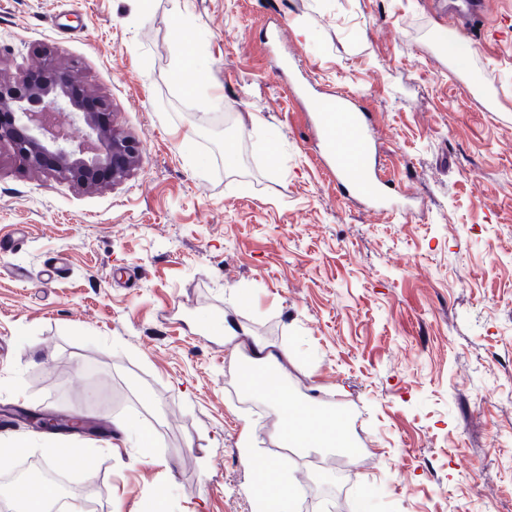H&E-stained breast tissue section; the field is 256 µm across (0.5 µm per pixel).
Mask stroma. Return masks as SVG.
Returning a JSON list of instances; mask_svg holds the SVG:
<instances>
[{"instance_id":"35a3bbf8","label":"stroma","mask_w":512,"mask_h":512,"mask_svg":"<svg viewBox=\"0 0 512 512\" xmlns=\"http://www.w3.org/2000/svg\"><path fill=\"white\" fill-rule=\"evenodd\" d=\"M447 2L0 0V71L56 52L142 145L87 191L0 144V410L153 439L16 421L0 478L71 445L95 466L74 512H255L278 412L242 394L229 324L287 348L291 395L364 453L303 512H512V0L460 65ZM297 85L370 108L398 210L328 180ZM438 38L441 41L443 52L448 55L449 58L461 60L470 52L469 46L454 32L441 30L438 32Z\"/></svg>"}]
</instances>
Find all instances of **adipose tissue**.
I'll use <instances>...</instances> for the list:
<instances>
[{
	"label": "adipose tissue",
	"mask_w": 512,
	"mask_h": 512,
	"mask_svg": "<svg viewBox=\"0 0 512 512\" xmlns=\"http://www.w3.org/2000/svg\"><path fill=\"white\" fill-rule=\"evenodd\" d=\"M246 362L252 368L250 379L242 384L244 393H263L278 407V440L293 451L331 448L349 452L352 442L343 434L336 414L318 408L313 402H297L284 396L287 349L253 337L247 343ZM294 479L287 464L270 467L262 473L252 492L265 505V512H294Z\"/></svg>",
	"instance_id": "adipose-tissue-1"
}]
</instances>
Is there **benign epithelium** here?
<instances>
[{
    "mask_svg": "<svg viewBox=\"0 0 512 512\" xmlns=\"http://www.w3.org/2000/svg\"><path fill=\"white\" fill-rule=\"evenodd\" d=\"M40 72L36 84L23 70L0 73V142H10L34 167L45 158L52 160L54 172L85 189L121 182L140 163L138 141L123 135L117 121L105 124V113L70 94L75 74L55 54L44 53ZM60 112L82 127V139H73L57 123Z\"/></svg>",
    "mask_w": 512,
    "mask_h": 512,
    "instance_id": "benign-epithelium-1",
    "label": "benign epithelium"
}]
</instances>
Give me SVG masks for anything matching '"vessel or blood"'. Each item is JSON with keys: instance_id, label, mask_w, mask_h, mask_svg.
Here are the masks:
<instances>
[{"instance_id": "vessel-or-blood-1", "label": "vessel or blood", "mask_w": 512, "mask_h": 512, "mask_svg": "<svg viewBox=\"0 0 512 512\" xmlns=\"http://www.w3.org/2000/svg\"><path fill=\"white\" fill-rule=\"evenodd\" d=\"M458 11L469 31L484 28L486 6L481 0H461ZM301 110L319 137L321 161L349 197L369 214L393 212L397 202L372 150L370 118L349 97L308 91L302 94Z\"/></svg>"}]
</instances>
